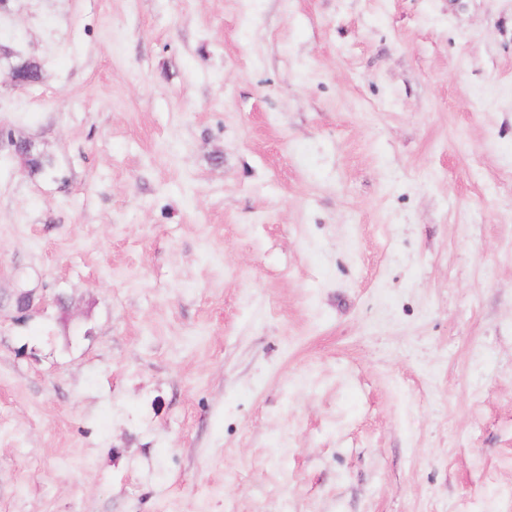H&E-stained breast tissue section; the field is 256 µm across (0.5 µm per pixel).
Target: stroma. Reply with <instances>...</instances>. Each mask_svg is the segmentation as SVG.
I'll return each mask as SVG.
<instances>
[{
  "label": "stroma",
  "instance_id": "35a3bbf8",
  "mask_svg": "<svg viewBox=\"0 0 512 512\" xmlns=\"http://www.w3.org/2000/svg\"><path fill=\"white\" fill-rule=\"evenodd\" d=\"M0 44L56 165L0 150V512H512V0H6ZM20 162L27 168L30 176H42L53 170L54 163L50 155L38 146L30 155L17 157Z\"/></svg>",
  "mask_w": 512,
  "mask_h": 512
}]
</instances>
